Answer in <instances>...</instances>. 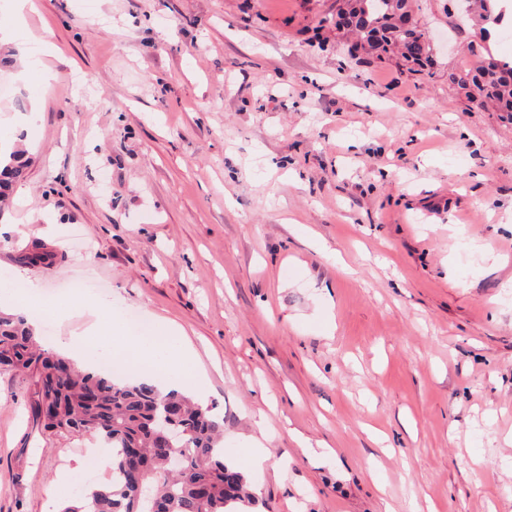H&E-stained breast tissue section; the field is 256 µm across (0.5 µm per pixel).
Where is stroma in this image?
<instances>
[{"mask_svg":"<svg viewBox=\"0 0 512 512\" xmlns=\"http://www.w3.org/2000/svg\"><path fill=\"white\" fill-rule=\"evenodd\" d=\"M338 5L31 0L0 67V139L30 157L0 273L41 286L49 344L87 280L104 346L131 312L177 323L255 512H512V123L448 80L482 22L411 0L419 75L321 26ZM32 392L0 373V512L110 478Z\"/></svg>","mask_w":512,"mask_h":512,"instance_id":"35a3bbf8","label":"stroma"}]
</instances>
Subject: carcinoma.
<instances>
[{"label":"carcinoma","instance_id":"carcinoma-1","mask_svg":"<svg viewBox=\"0 0 512 512\" xmlns=\"http://www.w3.org/2000/svg\"><path fill=\"white\" fill-rule=\"evenodd\" d=\"M409 0H344L336 27L348 19L360 45L392 55L403 45L402 66L422 73L431 61V45L416 24L406 28ZM477 62L450 73L468 102L512 121V61L492 56L482 44L470 45ZM29 161L15 151L0 154V198L24 181ZM28 373L35 386L36 417L59 434L97 437L112 449V477L87 491L79 504L59 512H237L251 499L245 475L224 462L221 424L211 410L170 390L162 393L151 379L120 384L104 373L78 369L65 355L39 346L36 329L26 318L0 312V371Z\"/></svg>","mask_w":512,"mask_h":512}]
</instances>
